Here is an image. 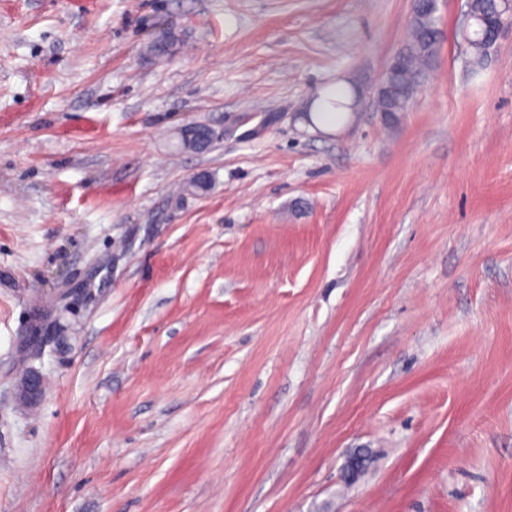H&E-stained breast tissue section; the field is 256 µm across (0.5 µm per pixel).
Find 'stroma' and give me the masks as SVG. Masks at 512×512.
I'll return each instance as SVG.
<instances>
[{"instance_id":"obj_1","label":"stroma","mask_w":512,"mask_h":512,"mask_svg":"<svg viewBox=\"0 0 512 512\" xmlns=\"http://www.w3.org/2000/svg\"><path fill=\"white\" fill-rule=\"evenodd\" d=\"M465 10L327 134L411 0H0V512H512V35L471 72ZM430 2L422 0L416 7L402 47L397 51L398 66L388 79L385 97L378 101V112L408 111L438 59L441 33L437 10ZM353 92L341 85L325 90L317 96V112L313 116L315 127L324 132L336 130V121L323 118L319 112L336 113L337 121L346 118L351 109ZM214 138L215 133L209 126L193 124L184 130L183 142L185 146L204 150ZM44 378L37 370H30L21 380L18 394L20 399L36 402L43 396Z\"/></svg>"}]
</instances>
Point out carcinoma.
Segmentation results:
<instances>
[{"mask_svg":"<svg viewBox=\"0 0 512 512\" xmlns=\"http://www.w3.org/2000/svg\"><path fill=\"white\" fill-rule=\"evenodd\" d=\"M473 68H480L488 59L493 45L482 40L477 32L469 40ZM441 48V33L436 10L427 0L417 5L402 47L398 50L400 61L395 72L381 79L388 80L385 97L378 101L380 112H406L410 109L418 89L425 83L433 69ZM353 92L341 85L325 90L317 96V111L334 113L336 119L348 116Z\"/></svg>","mask_w":512,"mask_h":512,"instance_id":"1","label":"carcinoma"}]
</instances>
